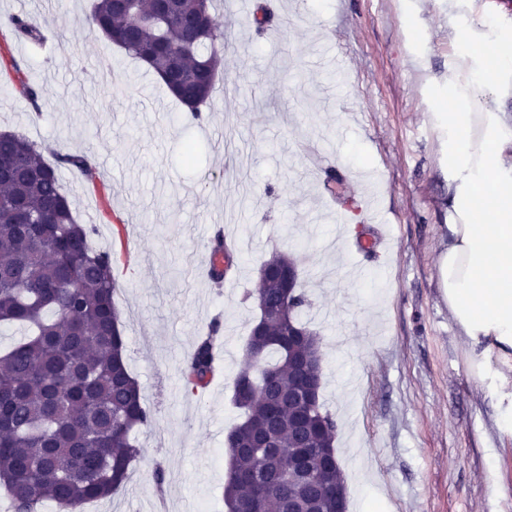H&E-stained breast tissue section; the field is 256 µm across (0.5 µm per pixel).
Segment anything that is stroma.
<instances>
[{
	"instance_id": "stroma-1",
	"label": "stroma",
	"mask_w": 512,
	"mask_h": 512,
	"mask_svg": "<svg viewBox=\"0 0 512 512\" xmlns=\"http://www.w3.org/2000/svg\"><path fill=\"white\" fill-rule=\"evenodd\" d=\"M253 2L213 0L224 61L205 121L188 123L153 72L92 28V0H0V18L45 17L57 32L44 53L13 45L42 116L0 76V131L110 160L112 213L135 253L117 301L154 421L136 434L126 486L89 512H224L233 380L258 315L245 294L275 251L301 262L348 512H512V348L461 334L437 270L464 190L448 165L455 101L496 122L512 170V61L492 69L481 51L512 46V0ZM323 43L342 76L318 65ZM61 178L78 221L97 227L93 246L109 248L91 192ZM369 186L385 194L383 222L337 228V210L357 214ZM217 224L238 243L231 294L200 272ZM357 264L368 279L351 277ZM215 320L224 374L186 395L183 362Z\"/></svg>"
}]
</instances>
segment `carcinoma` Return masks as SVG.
I'll return each mask as SVG.
<instances>
[{"label": "carcinoma", "instance_id": "cac0c4a2", "mask_svg": "<svg viewBox=\"0 0 512 512\" xmlns=\"http://www.w3.org/2000/svg\"><path fill=\"white\" fill-rule=\"evenodd\" d=\"M212 0H132L116 10L113 0H93L90 18L113 45L153 71L167 90L202 119L200 106L215 89L223 62V34L210 12ZM4 45L22 41L35 50L51 45L48 23L13 15L0 30ZM15 74L16 92L32 112L42 114L40 91L11 54L0 57ZM0 161L14 164L0 179V328L26 330L0 352V485L13 512H41L53 502L61 512H81L90 501L120 491L141 448L135 433L153 415L127 363L120 285L114 253L91 245L93 224H80L60 183L67 169L103 193L97 166L84 151L61 152L15 132L0 133ZM296 261L276 253L259 267L258 279ZM258 317L268 308L270 339L245 341L246 362L234 379L233 404L241 420L230 432L224 483L226 512H333L336 462L322 464L319 481L288 470L298 451L292 408L277 418L264 394L295 395L302 370L293 361L319 356L320 338L300 320L309 306L303 291L288 301L267 288L253 295ZM306 336L288 345V323ZM221 323L213 321L185 360L182 376L191 394L209 385L218 367ZM306 425L322 448L334 447L336 421L319 403ZM265 437L269 448L252 447Z\"/></svg>", "mask_w": 512, "mask_h": 512}]
</instances>
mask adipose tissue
<instances>
[{
    "mask_svg": "<svg viewBox=\"0 0 512 512\" xmlns=\"http://www.w3.org/2000/svg\"><path fill=\"white\" fill-rule=\"evenodd\" d=\"M448 134V162L469 188L448 217L438 286L463 335L512 346V174L501 170L500 138L481 113H449ZM486 185L493 205L484 212L476 192Z\"/></svg>",
    "mask_w": 512,
    "mask_h": 512,
    "instance_id": "obj_1",
    "label": "adipose tissue"
}]
</instances>
